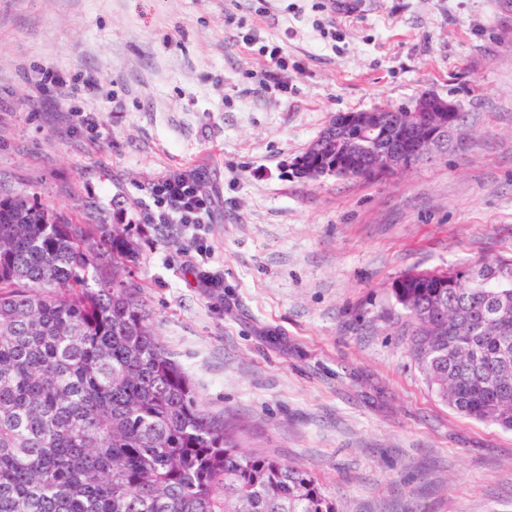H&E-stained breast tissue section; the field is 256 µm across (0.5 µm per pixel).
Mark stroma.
Here are the masks:
<instances>
[{
	"label": "stroma",
	"instance_id": "1",
	"mask_svg": "<svg viewBox=\"0 0 512 512\" xmlns=\"http://www.w3.org/2000/svg\"><path fill=\"white\" fill-rule=\"evenodd\" d=\"M425 92L467 114L448 149L380 181L292 175L332 114ZM192 170L212 207L190 235L150 186ZM1 192L131 225L199 409L338 512H512V431L440 401L390 296L512 256V0H0Z\"/></svg>",
	"mask_w": 512,
	"mask_h": 512
}]
</instances>
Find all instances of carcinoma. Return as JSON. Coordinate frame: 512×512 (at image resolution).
I'll return each instance as SVG.
<instances>
[{
  "instance_id": "carcinoma-1",
  "label": "carcinoma",
  "mask_w": 512,
  "mask_h": 512,
  "mask_svg": "<svg viewBox=\"0 0 512 512\" xmlns=\"http://www.w3.org/2000/svg\"><path fill=\"white\" fill-rule=\"evenodd\" d=\"M0 197V512H337L306 470L198 408L155 336L125 224ZM426 382L512 430V257L402 275Z\"/></svg>"
}]
</instances>
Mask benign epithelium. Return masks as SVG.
I'll return each mask as SVG.
<instances>
[{
	"label": "benign epithelium",
	"instance_id": "benign-epithelium-1",
	"mask_svg": "<svg viewBox=\"0 0 512 512\" xmlns=\"http://www.w3.org/2000/svg\"><path fill=\"white\" fill-rule=\"evenodd\" d=\"M459 106L438 95L424 93L406 108L339 112L333 115L307 148L289 167L300 177L326 176L379 180L412 169L429 159L434 148L454 135L448 118ZM336 145V158L322 153V144Z\"/></svg>",
	"mask_w": 512,
	"mask_h": 512
}]
</instances>
